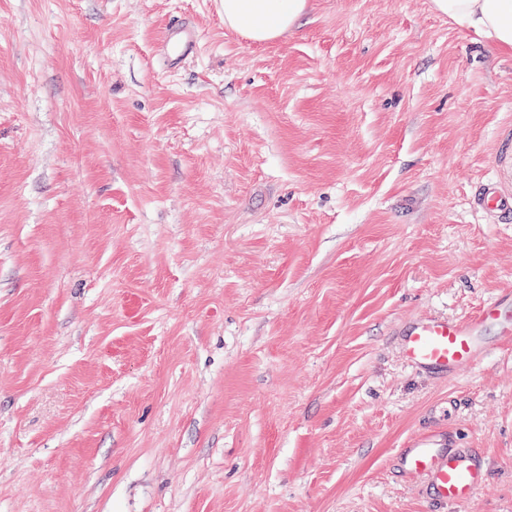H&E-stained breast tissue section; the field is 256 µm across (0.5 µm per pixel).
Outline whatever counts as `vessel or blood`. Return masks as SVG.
I'll use <instances>...</instances> for the list:
<instances>
[{
  "label": "vessel or blood",
  "mask_w": 512,
  "mask_h": 512,
  "mask_svg": "<svg viewBox=\"0 0 512 512\" xmlns=\"http://www.w3.org/2000/svg\"><path fill=\"white\" fill-rule=\"evenodd\" d=\"M495 324L498 336L488 343L484 328ZM400 351L409 366L433 375L455 377L481 361L490 349L512 347V291L488 302L476 315L448 319H413L396 330ZM396 460L406 482L433 501L458 507L468 503L489 482L485 458L472 448L439 444L432 435L409 439Z\"/></svg>",
  "instance_id": "1"
}]
</instances>
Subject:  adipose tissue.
Wrapping results in <instances>:
<instances>
[{"instance_id":"obj_1","label":"adipose tissue","mask_w":512,"mask_h":512,"mask_svg":"<svg viewBox=\"0 0 512 512\" xmlns=\"http://www.w3.org/2000/svg\"><path fill=\"white\" fill-rule=\"evenodd\" d=\"M308 0H224V26L256 44L273 42L298 28ZM457 27L512 51V0H431Z\"/></svg>"}]
</instances>
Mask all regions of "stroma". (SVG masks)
Listing matches in <instances>:
<instances>
[{
  "label": "stroma",
  "instance_id": "stroma-1",
  "mask_svg": "<svg viewBox=\"0 0 512 512\" xmlns=\"http://www.w3.org/2000/svg\"><path fill=\"white\" fill-rule=\"evenodd\" d=\"M197 52L165 57L166 25ZM512 53L430 0H0V512H448L393 458L456 397L512 512V349L398 323L512 290ZM308 1L224 0V27L253 43H270L299 27ZM490 323L498 329L494 344L483 335ZM396 336L409 366L423 373L456 377L481 361L489 350L512 347V291L503 292L472 317L409 320L398 326Z\"/></svg>",
  "mask_w": 512,
  "mask_h": 512
}]
</instances>
